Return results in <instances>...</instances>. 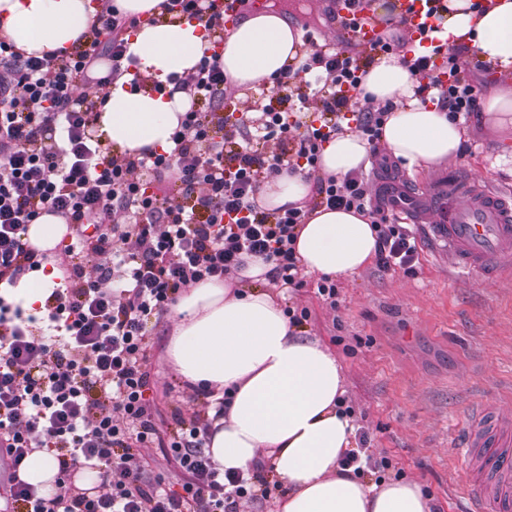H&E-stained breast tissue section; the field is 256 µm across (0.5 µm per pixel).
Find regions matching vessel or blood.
<instances>
[{
	"label": "vessel or blood",
	"mask_w": 512,
	"mask_h": 512,
	"mask_svg": "<svg viewBox=\"0 0 512 512\" xmlns=\"http://www.w3.org/2000/svg\"><path fill=\"white\" fill-rule=\"evenodd\" d=\"M410 35L409 46L428 49L436 25L425 0H399ZM364 49H378L382 31L374 19L352 30ZM401 220L426 230L436 249L451 256L456 269L485 282L512 281V197L490 190L470 177H441L412 196L405 180L385 192ZM469 469L464 480L467 512H512V410L488 402L472 408L454 438Z\"/></svg>",
	"instance_id": "vessel-or-blood-1"
}]
</instances>
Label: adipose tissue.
Here are the masks:
<instances>
[{
    "mask_svg": "<svg viewBox=\"0 0 512 512\" xmlns=\"http://www.w3.org/2000/svg\"><path fill=\"white\" fill-rule=\"evenodd\" d=\"M162 0H0V38L16 53L50 55L71 49L88 34L98 11L116 7L142 17L131 32V71L109 87L99 107L96 136L119 152L172 147V135L189 109V95L174 80L195 72L213 49V34L202 23L161 7ZM440 26L449 44L470 46L497 72H512V0H493L476 11L472 0H447ZM218 61L236 94L272 84L302 56L300 33L281 13L269 10L225 32ZM141 86L131 89L132 79ZM418 78L400 57L371 65L362 86L374 104L393 102L381 143L407 168L427 169L452 159L463 140L461 126L447 112L414 95ZM485 125L496 134L512 132V85L491 84ZM366 141L346 130L325 143L323 175L344 177L367 163ZM313 180L282 174L262 187L264 207L308 200ZM68 226L42 215L28 225L26 239L45 260L0 295L25 314L41 315L62 272L56 252ZM376 250V234L361 214L315 210L300 225L296 253L305 272L353 274L366 268ZM268 266L250 258L237 276L190 285L171 315L164 358L182 381L205 386L214 398L230 394L223 417L214 420L207 451L223 470H247L270 460L288 491L281 512H430L414 480L373 482L342 466L354 452V418L342 400L344 377L336 356L318 339L290 327L274 295L266 290Z\"/></svg>",
    "mask_w": 512,
    "mask_h": 512,
    "instance_id": "obj_1",
    "label": "adipose tissue"
}]
</instances>
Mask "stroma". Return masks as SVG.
I'll return each instance as SVG.
<instances>
[{
	"label": "stroma",
	"mask_w": 512,
	"mask_h": 512,
	"mask_svg": "<svg viewBox=\"0 0 512 512\" xmlns=\"http://www.w3.org/2000/svg\"><path fill=\"white\" fill-rule=\"evenodd\" d=\"M300 32L324 33L334 47L350 49L328 0H271ZM471 152L429 169L388 168L422 189L443 173L470 175L512 194V174L492 169L495 155L512 153L480 120L464 128ZM339 305L330 309L313 291L284 292L287 306L310 311L299 332L332 350L344 376L345 398L356 423L369 433L372 457H389L388 478L416 480L441 512H465L461 493L467 464L447 447L468 408L512 386V285H481L462 277L429 237H422L414 276L368 265L336 279ZM169 316L151 325V372L160 419L172 411L190 418L205 401L175 376L163 359Z\"/></svg>",
	"instance_id": "stroma-1"
}]
</instances>
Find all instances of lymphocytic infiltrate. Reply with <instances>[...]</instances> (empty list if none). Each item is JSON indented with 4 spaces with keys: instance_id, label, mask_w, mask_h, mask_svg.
<instances>
[{
    "instance_id": "lymphocytic-infiltrate-1",
    "label": "lymphocytic infiltrate",
    "mask_w": 512,
    "mask_h": 512,
    "mask_svg": "<svg viewBox=\"0 0 512 512\" xmlns=\"http://www.w3.org/2000/svg\"><path fill=\"white\" fill-rule=\"evenodd\" d=\"M137 18L97 14L87 43L61 56L18 55L0 41V283L16 284L41 264L24 239L44 213L73 230L63 250L64 288L53 291L43 327L0 297V451L10 474L8 512H237L238 500L266 502L265 465L224 475L205 452L210 426L172 412L159 423L151 378L152 318L169 311L189 284L224 279L244 257L269 264L268 277L307 285L295 253L296 229L318 208L372 210L376 266L415 274L417 238L395 214L372 206L367 181L319 173L322 145L353 120L376 146L393 104L362 96L373 56L324 45L305 51L277 78L278 104L224 109V71L203 60L181 80L191 99L171 150L105 155L87 134L92 107L79 85L107 90L124 60ZM422 76L414 94L467 124L480 109L468 64L445 45L410 58ZM319 108L305 116L310 101ZM305 173L314 195L304 206L269 210L266 179ZM123 223H115L116 215ZM160 448L177 473L146 470L138 449ZM52 449L58 464L45 495L23 478L29 455ZM85 462L100 482L79 487Z\"/></svg>"
}]
</instances>
